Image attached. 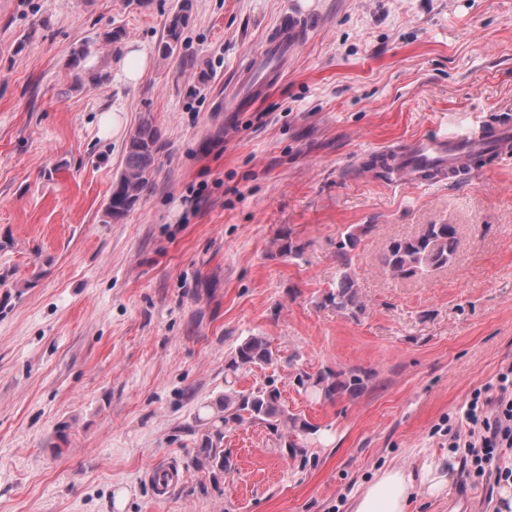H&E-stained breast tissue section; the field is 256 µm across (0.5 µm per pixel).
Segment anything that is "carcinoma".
<instances>
[{
    "label": "carcinoma",
    "mask_w": 512,
    "mask_h": 512,
    "mask_svg": "<svg viewBox=\"0 0 512 512\" xmlns=\"http://www.w3.org/2000/svg\"><path fill=\"white\" fill-rule=\"evenodd\" d=\"M193 10V0H179L176 11L165 25L158 44V54L169 58L181 45ZM161 130L150 116H145L130 134L125 145L124 165L112 182L104 214L109 221H119L143 198L161 149ZM369 226L361 225L342 233L336 242V280L325 291L321 306L351 317L362 314L366 305L352 275L355 251ZM459 250L458 229L454 224H423L414 234L389 241L382 265L394 278H421L429 272L453 263ZM279 361L277 351L264 336L250 335L236 347L224 366V393L209 409L211 417L202 419L193 449L195 465L218 478L230 468L224 455V431L232 425L254 424L273 430L280 447L297 449L300 440L315 435L319 428L308 420L288 412L281 402L275 380L248 390L234 387L233 378L246 368L272 366ZM298 383L328 400L347 394L357 396L363 388L361 374L351 371L323 372L316 377L298 378Z\"/></svg>",
    "instance_id": "1"
}]
</instances>
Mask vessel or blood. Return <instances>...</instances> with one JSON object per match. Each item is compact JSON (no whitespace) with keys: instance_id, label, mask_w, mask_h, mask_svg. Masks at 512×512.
I'll return each instance as SVG.
<instances>
[{"instance_id":"obj_1","label":"vessel or blood","mask_w":512,"mask_h":512,"mask_svg":"<svg viewBox=\"0 0 512 512\" xmlns=\"http://www.w3.org/2000/svg\"><path fill=\"white\" fill-rule=\"evenodd\" d=\"M304 23L300 16L288 14L281 21L275 37L255 56L241 73L236 85V105H244L260 96L284 71L288 56L301 43ZM512 142V132L497 129L487 132L474 124L451 133L425 134L412 139L401 157L392 158L386 170L392 182L419 179L427 169H448L462 155L488 147L503 149Z\"/></svg>"}]
</instances>
